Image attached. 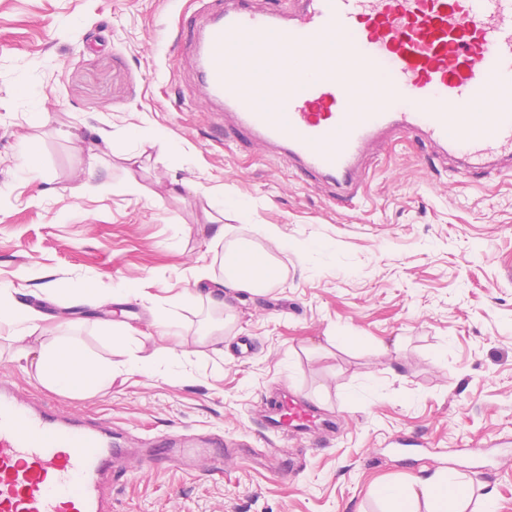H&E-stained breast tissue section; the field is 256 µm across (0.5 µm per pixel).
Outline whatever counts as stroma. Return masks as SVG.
<instances>
[{"instance_id": "35a3bbf8", "label": "stroma", "mask_w": 512, "mask_h": 512, "mask_svg": "<svg viewBox=\"0 0 512 512\" xmlns=\"http://www.w3.org/2000/svg\"><path fill=\"white\" fill-rule=\"evenodd\" d=\"M199 10L198 0H0V282L113 361L110 337L126 328L148 335V350L170 346L154 325L163 309L199 351L70 397L23 371L5 325L0 376L35 403L109 423L119 448L223 439L222 474L134 470L113 488L112 512H385L373 481L438 468L469 484L471 512L487 494L495 512H512V447L485 470L458 452L512 438V175L455 177L432 148L387 137L362 163L357 198L339 203L277 150L220 132L179 41ZM103 136L112 150L89 166ZM219 192L249 206L225 210V245L255 223L295 244L275 254L285 283L239 293L220 355L197 345L209 323L197 295L210 285L198 273L222 274L202 221L206 194ZM49 281L62 285L56 302H38ZM81 284L138 295L72 301ZM286 393L339 431L289 441L268 466L260 418Z\"/></svg>"}]
</instances>
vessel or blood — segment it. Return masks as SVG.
<instances>
[{
    "instance_id": "vessel-or-blood-1",
    "label": "vessel or blood",
    "mask_w": 512,
    "mask_h": 512,
    "mask_svg": "<svg viewBox=\"0 0 512 512\" xmlns=\"http://www.w3.org/2000/svg\"><path fill=\"white\" fill-rule=\"evenodd\" d=\"M206 97L247 141L280 150L350 203L381 135L430 142L458 173L512 161V0H231L192 32ZM317 410L286 399L265 428L282 439ZM182 465L181 448L129 453L110 431L63 418L0 381V512H112L133 468Z\"/></svg>"
}]
</instances>
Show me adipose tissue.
<instances>
[{"instance_id": "adipose-tissue-1", "label": "adipose tissue", "mask_w": 512, "mask_h": 512, "mask_svg": "<svg viewBox=\"0 0 512 512\" xmlns=\"http://www.w3.org/2000/svg\"><path fill=\"white\" fill-rule=\"evenodd\" d=\"M253 238L234 244L223 257L222 278L213 280L207 292L212 303H219L224 290L259 293L285 282L287 272L279 261L264 250L260 242H274L287 250V237L278 226L253 225ZM11 285L0 283V323L13 327L21 344L16 357L25 362L45 388L66 396L94 394L109 386L117 368L141 371L152 366L151 357L142 355V341L134 333L121 335L127 358L115 365L108 356L85 351L68 338L56 335V326L40 310L20 303ZM375 495L393 503L392 512H466L468 499L456 477L436 470L410 478L406 482L374 484Z\"/></svg>"}]
</instances>
